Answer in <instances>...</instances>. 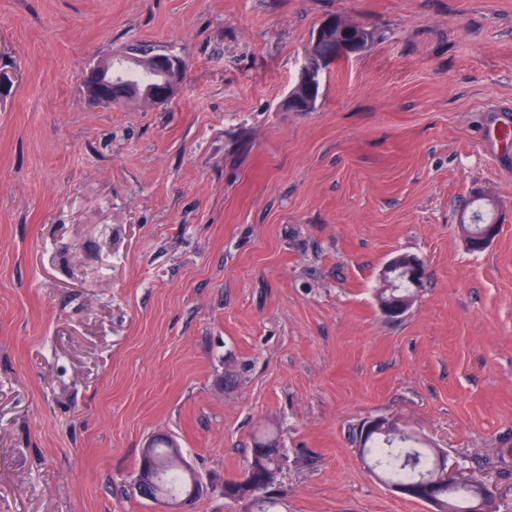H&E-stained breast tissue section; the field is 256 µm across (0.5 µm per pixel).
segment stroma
Returning <instances> with one entry per match:
<instances>
[{"mask_svg": "<svg viewBox=\"0 0 512 512\" xmlns=\"http://www.w3.org/2000/svg\"><path fill=\"white\" fill-rule=\"evenodd\" d=\"M331 15L381 38L284 111ZM133 43L185 61L175 97L91 102ZM1 64L0 512H162L134 490L158 433L190 512H243L224 482L265 431L282 512H430L360 455L374 419L512 512V0H0ZM398 254L428 277L390 318Z\"/></svg>", "mask_w": 512, "mask_h": 512, "instance_id": "35a3bbf8", "label": "stroma"}]
</instances>
